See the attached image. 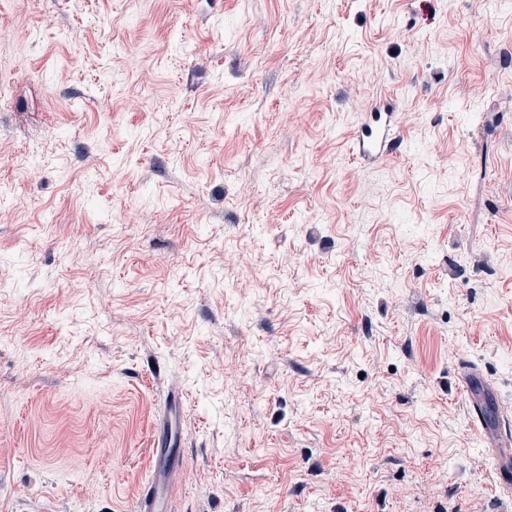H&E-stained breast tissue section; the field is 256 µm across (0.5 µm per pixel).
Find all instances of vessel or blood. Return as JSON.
<instances>
[{
	"instance_id": "b4317fda",
	"label": "vessel or blood",
	"mask_w": 512,
	"mask_h": 512,
	"mask_svg": "<svg viewBox=\"0 0 512 512\" xmlns=\"http://www.w3.org/2000/svg\"><path fill=\"white\" fill-rule=\"evenodd\" d=\"M401 140L397 107L392 97L382 95L372 101L368 119L358 126L350 157L359 164L387 161L397 155ZM480 378L477 370L462 373V388L493 460L499 490L498 512H512V425L501 416L497 417L495 425L486 423L482 413L484 401L475 390ZM186 408L187 399L182 391L167 395L161 409V422L148 440L151 470L139 490L134 512H167V497L180 478L178 450L182 446V417Z\"/></svg>"
}]
</instances>
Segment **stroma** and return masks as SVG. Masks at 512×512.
Returning <instances> with one entry per match:
<instances>
[{
	"mask_svg": "<svg viewBox=\"0 0 512 512\" xmlns=\"http://www.w3.org/2000/svg\"><path fill=\"white\" fill-rule=\"evenodd\" d=\"M464 364L512 419V0H0V512H131L171 385L169 512H495ZM367 114L368 119L353 135L350 158L358 164L392 159L397 155L403 137L393 98L380 95L372 101Z\"/></svg>",
	"mask_w": 512,
	"mask_h": 512,
	"instance_id": "1",
	"label": "stroma"
}]
</instances>
